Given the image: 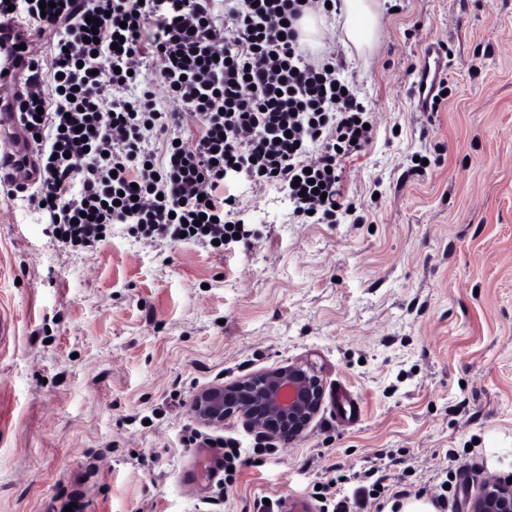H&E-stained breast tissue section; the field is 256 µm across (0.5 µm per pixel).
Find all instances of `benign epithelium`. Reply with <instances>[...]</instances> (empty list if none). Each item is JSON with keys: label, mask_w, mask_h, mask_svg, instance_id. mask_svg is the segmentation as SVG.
I'll use <instances>...</instances> for the list:
<instances>
[{"label": "benign epithelium", "mask_w": 512, "mask_h": 512, "mask_svg": "<svg viewBox=\"0 0 512 512\" xmlns=\"http://www.w3.org/2000/svg\"><path fill=\"white\" fill-rule=\"evenodd\" d=\"M326 398L315 367L293 363L198 390L189 410L202 426L219 429L240 418L253 431L288 448L308 430ZM469 512H512V481L496 477L468 499Z\"/></svg>", "instance_id": "1"}]
</instances>
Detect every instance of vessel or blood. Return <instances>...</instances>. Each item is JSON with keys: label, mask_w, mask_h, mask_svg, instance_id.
Instances as JSON below:
<instances>
[{"label": "vessel or blood", "mask_w": 512, "mask_h": 512, "mask_svg": "<svg viewBox=\"0 0 512 512\" xmlns=\"http://www.w3.org/2000/svg\"><path fill=\"white\" fill-rule=\"evenodd\" d=\"M17 33L12 24L0 22V177L4 179L27 174L35 162L34 155L24 145V132L14 119V98L21 90L20 75L28 65L26 52L18 47ZM445 73L440 50L429 47L420 61L414 82L418 109L428 107Z\"/></svg>", "instance_id": "1"}]
</instances>
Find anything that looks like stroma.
Returning a JSON list of instances; mask_svg holds the SVG:
<instances>
[{"instance_id": "1", "label": "stroma", "mask_w": 512, "mask_h": 512, "mask_svg": "<svg viewBox=\"0 0 512 512\" xmlns=\"http://www.w3.org/2000/svg\"><path fill=\"white\" fill-rule=\"evenodd\" d=\"M377 44L318 42L374 116L346 165L354 217L301 224L279 189L234 183L249 237L214 250L113 225L63 246L0 183V512H255L315 503L336 466L379 465L388 494L456 464L453 508L512 475V0H381ZM447 46V91L414 107V67ZM425 158L422 173L403 171ZM326 399L283 448L242 420L233 486L188 443L199 388L288 363Z\"/></svg>"}]
</instances>
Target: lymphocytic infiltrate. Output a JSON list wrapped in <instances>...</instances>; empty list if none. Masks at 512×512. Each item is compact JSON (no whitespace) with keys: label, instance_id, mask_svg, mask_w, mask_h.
<instances>
[{"label":"lymphocytic infiltrate","instance_id":"obj_1","mask_svg":"<svg viewBox=\"0 0 512 512\" xmlns=\"http://www.w3.org/2000/svg\"><path fill=\"white\" fill-rule=\"evenodd\" d=\"M54 2L0 0V19H27L44 40L26 45L17 120L39 156L29 200L60 242L87 247L115 224L177 241L191 224L192 241L212 246L244 232L235 178L276 186L319 221L354 212L345 162L369 143V114L335 52L311 60L297 28L327 0H224L220 16L214 0ZM150 68L155 83L139 85ZM190 120L199 135L179 141Z\"/></svg>","mask_w":512,"mask_h":512}]
</instances>
